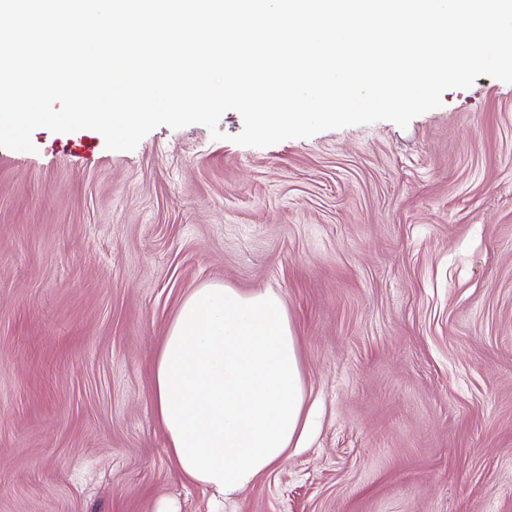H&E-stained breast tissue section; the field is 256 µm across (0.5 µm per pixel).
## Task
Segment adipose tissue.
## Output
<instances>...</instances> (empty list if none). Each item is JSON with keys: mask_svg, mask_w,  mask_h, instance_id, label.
Segmentation results:
<instances>
[{"mask_svg": "<svg viewBox=\"0 0 512 512\" xmlns=\"http://www.w3.org/2000/svg\"><path fill=\"white\" fill-rule=\"evenodd\" d=\"M154 413L183 478L230 497L284 464L311 425L281 297L194 289L155 361Z\"/></svg>", "mask_w": 512, "mask_h": 512, "instance_id": "ef3b65f1", "label": "adipose tissue"}]
</instances>
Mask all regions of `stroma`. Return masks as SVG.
I'll list each match as a JSON object with an SVG mask.
<instances>
[{
	"mask_svg": "<svg viewBox=\"0 0 512 512\" xmlns=\"http://www.w3.org/2000/svg\"><path fill=\"white\" fill-rule=\"evenodd\" d=\"M218 129L0 148V512H512V84L404 128ZM207 283L281 296L317 412L228 499L183 481L151 401Z\"/></svg>",
	"mask_w": 512,
	"mask_h": 512,
	"instance_id": "obj_1",
	"label": "stroma"
}]
</instances>
